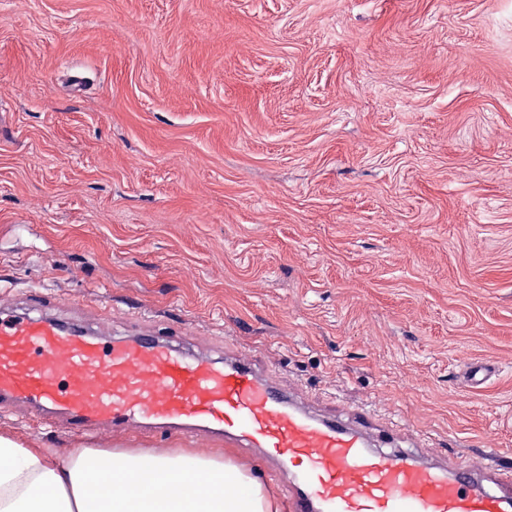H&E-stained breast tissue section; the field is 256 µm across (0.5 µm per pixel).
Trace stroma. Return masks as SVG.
I'll use <instances>...</instances> for the list:
<instances>
[{
	"label": "stroma",
	"mask_w": 512,
	"mask_h": 512,
	"mask_svg": "<svg viewBox=\"0 0 512 512\" xmlns=\"http://www.w3.org/2000/svg\"><path fill=\"white\" fill-rule=\"evenodd\" d=\"M28 289L257 355L380 447L512 449V0H0V304ZM495 366L484 362H469L467 364L464 378L471 387H480L486 384L494 375Z\"/></svg>",
	"instance_id": "stroma-1"
}]
</instances>
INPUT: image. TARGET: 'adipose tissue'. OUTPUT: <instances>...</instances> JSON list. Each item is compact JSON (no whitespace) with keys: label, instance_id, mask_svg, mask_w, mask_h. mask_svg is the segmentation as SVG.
Listing matches in <instances>:
<instances>
[{"label":"adipose tissue","instance_id":"adipose-tissue-1","mask_svg":"<svg viewBox=\"0 0 512 512\" xmlns=\"http://www.w3.org/2000/svg\"><path fill=\"white\" fill-rule=\"evenodd\" d=\"M244 465L83 448L55 460L0 433V512H272Z\"/></svg>","mask_w":512,"mask_h":512}]
</instances>
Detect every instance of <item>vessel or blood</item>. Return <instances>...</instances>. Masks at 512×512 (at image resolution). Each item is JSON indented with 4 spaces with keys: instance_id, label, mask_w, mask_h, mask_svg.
I'll return each instance as SVG.
<instances>
[{
    "instance_id": "vessel-or-blood-1",
    "label": "vessel or blood",
    "mask_w": 512,
    "mask_h": 512,
    "mask_svg": "<svg viewBox=\"0 0 512 512\" xmlns=\"http://www.w3.org/2000/svg\"><path fill=\"white\" fill-rule=\"evenodd\" d=\"M494 365L468 363L486 384ZM22 408L70 437L128 427L258 449L292 477L286 512H512V451L484 461L438 449L377 448L352 418L321 417L291 400L254 356H194L165 336H116L0 306V409Z\"/></svg>"
}]
</instances>
